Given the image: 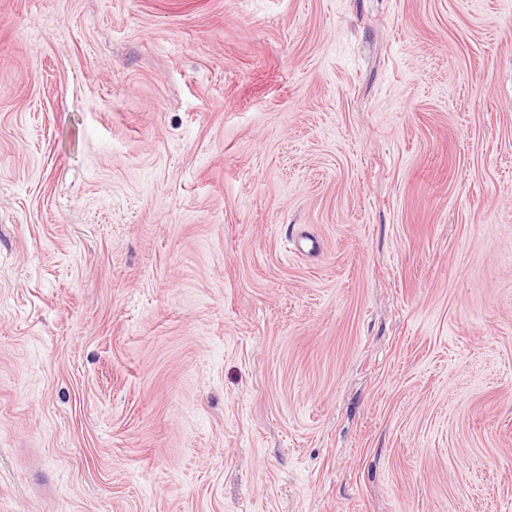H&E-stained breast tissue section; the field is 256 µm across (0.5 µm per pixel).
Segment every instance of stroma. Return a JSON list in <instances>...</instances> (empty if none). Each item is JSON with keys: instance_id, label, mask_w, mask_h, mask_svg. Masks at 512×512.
I'll list each match as a JSON object with an SVG mask.
<instances>
[{"instance_id": "1", "label": "stroma", "mask_w": 512, "mask_h": 512, "mask_svg": "<svg viewBox=\"0 0 512 512\" xmlns=\"http://www.w3.org/2000/svg\"><path fill=\"white\" fill-rule=\"evenodd\" d=\"M0 512H512V0H0Z\"/></svg>"}]
</instances>
